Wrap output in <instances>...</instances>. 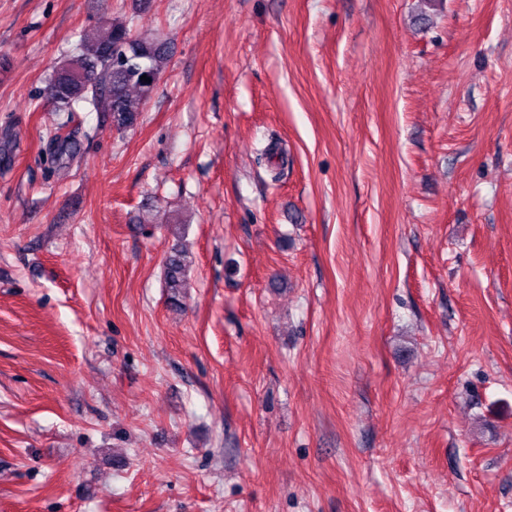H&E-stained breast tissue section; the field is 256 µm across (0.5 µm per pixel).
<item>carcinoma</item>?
<instances>
[{"label":"carcinoma","mask_w":512,"mask_h":512,"mask_svg":"<svg viewBox=\"0 0 512 512\" xmlns=\"http://www.w3.org/2000/svg\"><path fill=\"white\" fill-rule=\"evenodd\" d=\"M94 38H84L79 52L61 61L47 86L55 89L53 102L61 110L87 103L110 118L112 127L126 130L140 116L141 105L155 91L169 54L164 44L133 32L127 24L109 22ZM147 76L151 82L141 80ZM185 251L175 247L165 263V284L173 304L181 303L186 278Z\"/></svg>","instance_id":"obj_1"}]
</instances>
